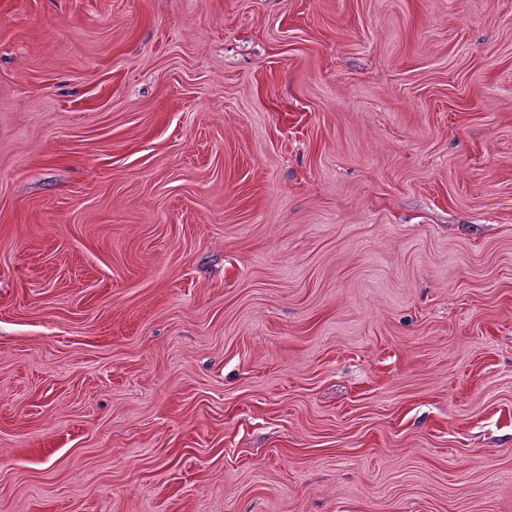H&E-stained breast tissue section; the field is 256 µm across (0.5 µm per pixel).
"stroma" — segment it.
<instances>
[{
    "mask_svg": "<svg viewBox=\"0 0 512 512\" xmlns=\"http://www.w3.org/2000/svg\"><path fill=\"white\" fill-rule=\"evenodd\" d=\"M0 512H512V0H0Z\"/></svg>",
    "mask_w": 512,
    "mask_h": 512,
    "instance_id": "stroma-1",
    "label": "stroma"
}]
</instances>
